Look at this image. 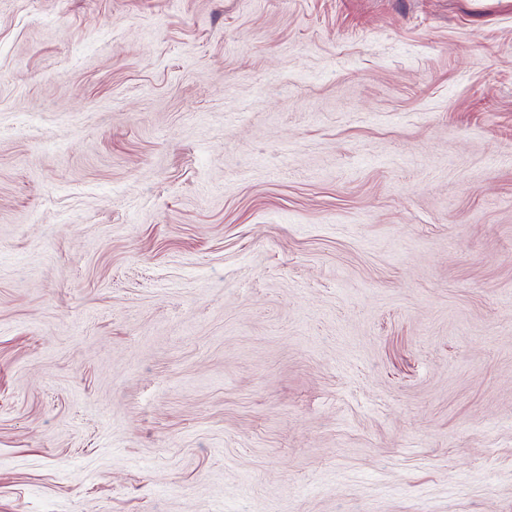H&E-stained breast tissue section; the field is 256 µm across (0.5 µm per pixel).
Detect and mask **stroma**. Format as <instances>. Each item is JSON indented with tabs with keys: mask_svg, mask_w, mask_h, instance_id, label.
Segmentation results:
<instances>
[{
	"mask_svg": "<svg viewBox=\"0 0 512 512\" xmlns=\"http://www.w3.org/2000/svg\"><path fill=\"white\" fill-rule=\"evenodd\" d=\"M0 512H512V0H0Z\"/></svg>",
	"mask_w": 512,
	"mask_h": 512,
	"instance_id": "1",
	"label": "stroma"
}]
</instances>
